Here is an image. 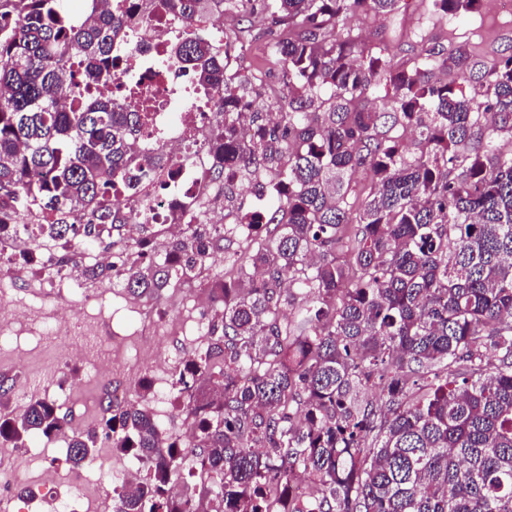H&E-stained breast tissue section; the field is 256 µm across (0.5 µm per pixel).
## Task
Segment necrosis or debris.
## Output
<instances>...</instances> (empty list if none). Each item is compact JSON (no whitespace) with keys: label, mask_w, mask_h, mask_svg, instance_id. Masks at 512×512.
Masks as SVG:
<instances>
[{"label":"necrosis or debris","mask_w":512,"mask_h":512,"mask_svg":"<svg viewBox=\"0 0 512 512\" xmlns=\"http://www.w3.org/2000/svg\"><path fill=\"white\" fill-rule=\"evenodd\" d=\"M125 33L112 47L119 65L114 85L138 89V103L151 107V124L136 138L134 151L161 157L171 175L164 187L146 183L133 193L118 192L117 199L131 224H156L173 229L176 205L191 198L217 209L220 192L205 175L209 159V127L216 119L215 92L206 90L187 98L177 75L157 76L161 60L170 53L177 26L164 0H124Z\"/></svg>","instance_id":"necrosis-or-debris-1"}]
</instances>
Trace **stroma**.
Returning a JSON list of instances; mask_svg holds the SVG:
<instances>
[{
	"instance_id": "stroma-1",
	"label": "stroma",
	"mask_w": 512,
	"mask_h": 512,
	"mask_svg": "<svg viewBox=\"0 0 512 512\" xmlns=\"http://www.w3.org/2000/svg\"><path fill=\"white\" fill-rule=\"evenodd\" d=\"M245 23L251 24L256 37L244 42L240 64L264 78V88L253 99L259 111L272 91L283 85L284 77L266 47L264 34L271 19L256 0H249L244 12L224 14L227 35H234ZM342 32L373 51L394 55L399 63L412 58L413 47L435 40L459 49L469 61L489 62L512 48V15L502 13L497 0H480L475 9L454 17L436 11L433 0H401L398 10L384 18L350 15ZM135 250V240L122 234L91 243L79 236L71 260L84 267L97 263L99 254L106 252L117 262L131 258ZM24 254L34 257L35 266L20 264ZM58 254L53 240L36 233L0 242V298L11 301L21 313L0 344V410L19 415L29 400L51 399L66 415L69 429L95 431L97 453L91 465L95 483L87 492L83 512H113V489L120 483L124 457L105 435L100 401L120 387L125 400L153 409V391L141 387L156 376L150 366L152 357L167 356L177 370L183 366L184 353L203 350L206 337L197 333L196 326L210 322V307L202 289H189L182 280L172 281L156 298L132 295L108 274L83 279L78 288L56 287L44 274V262ZM61 299L76 315L72 324L46 316L47 308ZM69 345L113 359L120 374L106 378L94 373L82 358L65 356ZM67 447V436L38 435L0 451V464L25 476L12 489L10 512H47L35 488L67 492Z\"/></svg>"
}]
</instances>
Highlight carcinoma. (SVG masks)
<instances>
[{"label": "carcinoma", "instance_id": "cac0c4a2", "mask_svg": "<svg viewBox=\"0 0 512 512\" xmlns=\"http://www.w3.org/2000/svg\"><path fill=\"white\" fill-rule=\"evenodd\" d=\"M218 1L169 0L178 38L160 69L195 89H222L206 175L224 188L282 182L265 210L234 223L257 237L237 280L211 282L221 332L175 378L198 430L193 451L208 481L169 497L181 459L136 402L107 401L112 447L132 449L147 477L114 490L115 512H512V53L469 63L433 42L404 66L341 34L351 11L387 15L399 0H261L288 36L268 52L283 74L282 120L251 112L255 77L232 70L241 36L199 26ZM0 0V229L36 215L67 245L124 226L112 193L160 180V161H134L150 108L115 103L112 46L120 2ZM479 0H434L448 15ZM475 70L463 88L435 68ZM382 87L373 105L355 101ZM254 134L241 136V123ZM417 132L408 156L388 130ZM373 185L350 230L353 176ZM219 238L193 224L165 254L138 246L112 265L131 294L156 297L192 275ZM351 248L349 264L336 251ZM48 399L20 417L0 413V440L66 433ZM95 439L69 437L75 467Z\"/></svg>", "mask_w": 512, "mask_h": 512}]
</instances>
